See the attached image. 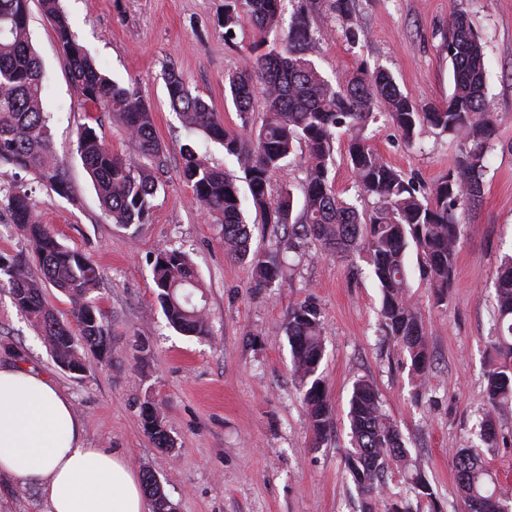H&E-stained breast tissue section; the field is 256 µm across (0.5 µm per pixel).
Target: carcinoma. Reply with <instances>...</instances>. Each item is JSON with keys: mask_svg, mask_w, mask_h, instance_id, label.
Listing matches in <instances>:
<instances>
[{"mask_svg": "<svg viewBox=\"0 0 512 512\" xmlns=\"http://www.w3.org/2000/svg\"><path fill=\"white\" fill-rule=\"evenodd\" d=\"M29 2L0 0V165L28 173L38 184L68 199L69 181L54 153L50 116L43 105L42 65L27 26ZM39 2L65 55L79 111L84 113L85 122L77 125L76 152L105 216L134 235L148 220L153 199L164 186L165 146L156 136L151 109L136 86L102 73L77 43L59 0ZM319 13L339 21L345 36L356 39V0H296L288 22L281 0H224L225 37L233 38L241 18L246 17L257 37L255 48H265L249 67L225 78V98L239 113L240 126L225 127L221 116L191 91L173 67L164 72L169 104L185 129L204 133L237 159L252 205L275 237H286L290 243L315 239L368 260L381 289L384 336L407 352L413 377L422 387L429 354L423 318L408 298L406 252L415 246L436 302L448 301L462 236L456 214L479 202L494 131L486 99L484 45L468 17L453 10L446 44L453 91L443 107L422 105L404 94L393 74L382 67L360 68L334 82L323 77L307 56L309 46L321 34L312 24V17ZM258 98L263 117L256 126L250 114ZM94 111L99 116H93ZM104 114L121 124L127 151L118 153L107 145ZM379 114L409 144L426 124L463 142L465 150L454 169L431 196L418 195L412 181L385 163L364 135ZM338 129L350 133L347 160L356 191L373 204L366 219L336 192L330 178L332 142ZM301 145L308 166L304 204L296 213L290 186L284 185L275 198L269 186ZM181 155V178L192 187L199 208L221 226L226 255L252 269L256 287H282L279 251L251 246L252 232L235 180L211 166L190 144L182 145ZM0 202L39 259L35 271L20 256L0 257V288H8L14 305L43 337L54 362L85 367L89 351L112 355V324L94 296L101 281L98 267L41 222L32 190L25 184L0 186ZM152 274L155 299L169 326L187 336L212 335L205 306L194 302L195 295L203 299L205 294L187 254L178 249L157 254ZM50 286L68 298L69 317H62L46 301L44 291ZM494 287L497 338L486 374L488 409L481 422V436L489 446L498 437L496 412L512 405V256L502 262ZM287 331L292 374L318 441L330 428L332 412L319 373L325 348L315 302L307 299L288 312ZM142 415L153 444L171 447L153 402L145 403ZM348 416L352 448L346 466L364 496V512H374L383 474L392 463L401 469L416 498L427 501L431 512H440L419 461L405 448L398 427L383 412L370 382L354 383ZM455 471L464 512H501L500 507L512 505V498L498 492L477 450L459 451ZM142 485L154 512H172L173 505L152 472L143 473Z\"/></svg>", "mask_w": 512, "mask_h": 512, "instance_id": "obj_1", "label": "carcinoma"}]
</instances>
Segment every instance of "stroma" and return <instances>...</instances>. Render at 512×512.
I'll return each instance as SVG.
<instances>
[{"instance_id": "35a3bbf8", "label": "stroma", "mask_w": 512, "mask_h": 512, "mask_svg": "<svg viewBox=\"0 0 512 512\" xmlns=\"http://www.w3.org/2000/svg\"><path fill=\"white\" fill-rule=\"evenodd\" d=\"M80 45L113 80L135 83L154 113L166 147L165 185L138 235L103 215L76 154L77 98L61 47L38 0L29 3L32 45L44 71V108L52 115L55 155L72 190L65 199L34 186L43 223L88 255L102 283L100 303L112 322V360L88 355L75 379L52 361L37 331L0 290V360L35 368L74 402L90 447L121 451L136 473L152 472L176 512H360L361 495L345 466L349 399L357 379L378 389L385 413L418 457L442 512H462L454 459L480 446L486 466L512 495V408L496 423L504 436L480 444L485 373L492 355L494 283L512 252V0H358L360 28L348 41L338 22L314 18L321 34L309 52L333 79L357 67L390 70L413 100L445 104L452 92L444 51L449 17L462 9L485 45L489 109L495 132L486 156L482 197L459 212L463 226L448 301L436 304L416 249L407 251L411 301L424 316L429 380L415 387L410 360L383 336L381 290L362 256L301 244L280 288H258L249 267L224 253L220 225L198 208L180 177L181 144L238 176L234 157L188 135L168 104L163 70L172 66L234 128L241 120L224 99V80L254 57L249 21L224 38V0H61ZM372 145L423 195L452 169L464 146L423 126L414 145L384 119L369 124ZM186 252L205 284L211 335L184 336L168 326L155 300L153 261L160 251ZM314 297L325 357L320 370L332 406V430L315 440L291 375L285 326L292 307ZM155 401L173 445L154 446L142 408ZM0 512H42L39 489L0 478Z\"/></svg>"}]
</instances>
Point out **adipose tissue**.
<instances>
[{
    "mask_svg": "<svg viewBox=\"0 0 512 512\" xmlns=\"http://www.w3.org/2000/svg\"><path fill=\"white\" fill-rule=\"evenodd\" d=\"M38 485L43 512H148L124 455L87 445L71 399L42 372L0 364V476Z\"/></svg>",
    "mask_w": 512,
    "mask_h": 512,
    "instance_id": "1",
    "label": "adipose tissue"
}]
</instances>
